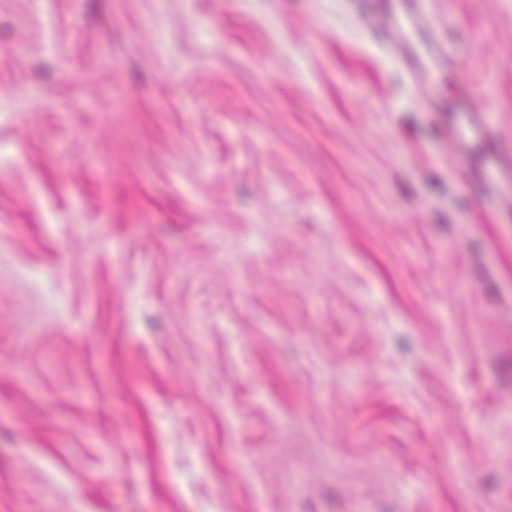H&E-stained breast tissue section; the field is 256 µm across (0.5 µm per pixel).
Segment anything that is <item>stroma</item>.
<instances>
[{
	"label": "stroma",
	"instance_id": "obj_1",
	"mask_svg": "<svg viewBox=\"0 0 512 512\" xmlns=\"http://www.w3.org/2000/svg\"><path fill=\"white\" fill-rule=\"evenodd\" d=\"M364 5L0 0V512H512V221Z\"/></svg>",
	"mask_w": 512,
	"mask_h": 512
}]
</instances>
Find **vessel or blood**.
I'll return each mask as SVG.
<instances>
[{
    "instance_id": "obj_1",
    "label": "vessel or blood",
    "mask_w": 512,
    "mask_h": 512,
    "mask_svg": "<svg viewBox=\"0 0 512 512\" xmlns=\"http://www.w3.org/2000/svg\"><path fill=\"white\" fill-rule=\"evenodd\" d=\"M364 29L377 33L383 50L405 71L408 80L424 93L426 107L437 104L428 94L429 79L434 72L453 70L458 66L454 44L439 37V23L423 10L422 0H370L360 16ZM448 132L462 158H469L472 146L493 143L498 132L482 118L471 92H464L458 101L456 115ZM478 189L496 194L501 183L512 180V153L492 155L473 171Z\"/></svg>"
}]
</instances>
